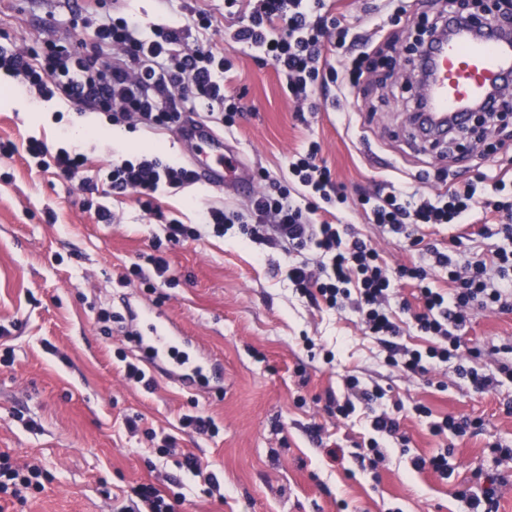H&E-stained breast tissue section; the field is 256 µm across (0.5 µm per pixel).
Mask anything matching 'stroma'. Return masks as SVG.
<instances>
[{
    "label": "stroma",
    "mask_w": 512,
    "mask_h": 512,
    "mask_svg": "<svg viewBox=\"0 0 512 512\" xmlns=\"http://www.w3.org/2000/svg\"><path fill=\"white\" fill-rule=\"evenodd\" d=\"M223 9L224 0H131L139 17L181 22L184 3ZM66 0H0V45L31 42L67 27ZM236 18L222 19L218 38L237 73L235 88L253 112L231 134L253 173L287 179L285 160L303 141H320L331 166L352 231L370 240L390 265L429 268L434 287L447 275L422 250L406 247L369 223L357 202L385 181L408 182L431 195L448 183L479 172L512 171V148L492 134L477 149L453 153L447 144L424 142L410 122L414 90L405 58L378 67L372 84L345 87L341 112H318L307 122L274 66L240 52L231 39ZM110 129L105 115L54 99L30 102L15 83L0 84V140L20 144L37 137L48 146L77 140L89 170L144 150L186 162L176 132L120 125L122 142L77 138L87 121ZM77 182L30 171L22 153L0 157V325L12 333L14 363H0V454L18 465H35L44 477L40 492L24 503L0 501V512H118L133 490L154 484L166 494L185 493L176 512H468L460 489L480 490L481 476L505 479L498 512H512V461H496L486 445L512 446V383L479 394L444 365L430 378H413L387 365L386 349L365 335L359 316L347 309L318 308L289 283L283 251L253 242L239 228L224 236L170 248L174 283L148 293L139 279L120 283L126 267L150 252L159 226L135 195L108 196L114 222L98 221L83 207ZM167 218L197 223L214 206L245 212L248 198L195 183L161 192ZM483 217L467 224H441L425 231L440 249L456 248L466 265L485 256L499 237L482 239ZM148 305L166 314L183 336L197 337L220 364V377L187 390L163 380L152 389L122 378L121 356L139 360L125 337L131 311ZM112 313L109 326L96 320ZM467 347L497 359L491 344L512 339V312H482L459 331ZM359 376L386 392L380 406L401 409L408 448L392 447L377 472L362 471L353 458L373 432L362 415L339 421L324 410L328 396L343 397L345 375ZM437 416L482 422L481 430L448 447L416 403ZM203 413L218 431L190 436L179 419ZM140 416L129 433L128 417ZM322 425L320 439L311 428ZM172 436L177 453L165 458L155 440ZM448 451V475L416 471L414 457ZM191 454L208 478L183 469Z\"/></svg>",
    "instance_id": "obj_1"
}]
</instances>
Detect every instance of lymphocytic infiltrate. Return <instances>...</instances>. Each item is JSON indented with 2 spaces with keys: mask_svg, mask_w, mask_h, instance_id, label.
<instances>
[{
  "mask_svg": "<svg viewBox=\"0 0 512 512\" xmlns=\"http://www.w3.org/2000/svg\"><path fill=\"white\" fill-rule=\"evenodd\" d=\"M224 12L239 19L232 38L241 51L270 61L286 78L288 95L300 115L318 111L313 92L330 93L339 77L359 82L374 55L395 40L394 32L381 24L361 33L357 20L335 12L333 0H224ZM70 24L67 36L44 38L33 46L0 47V71L34 100L61 98L106 113L115 125L170 130L184 113L202 112L212 123L232 128L244 118L247 107L232 89L233 65L213 37L218 20L211 11L190 8L180 26H148L117 2L92 0L71 9ZM84 28L93 29V45L76 39ZM21 150L29 168L79 180L86 194H135L164 235L163 242L154 243L153 253L127 270L144 284L166 279L170 271L163 244L199 239L204 226L221 236L239 224L257 242L272 235L285 243L289 281L328 309L356 311L370 335L387 349V364L400 373L424 375L451 362L458 376L479 393L512 381L511 343L492 345L499 359L487 366L480 362L481 350L464 349L457 333L478 312H512V251L491 250L489 259L476 260L461 271L454 269L447 253L434 251L435 265L448 273L444 289L431 286L423 266L388 267L376 247L348 233L343 212L334 211L341 195L331 169L320 158L318 141H307L288 155L287 183L273 181L255 192L248 214L211 207L197 228L167 219L157 203L161 190L195 183L193 168L143 152L112 162L91 178L84 174L87 158L76 148L52 149L31 137ZM360 205L372 223L413 247L423 241L421 227L464 224L477 214H505L499 232L512 240V180L500 173L449 184L431 197L408 187L394 188L362 197ZM402 280L417 283L419 309L404 300L399 311L410 314L417 329L429 337L422 350L394 342L401 328L395 318L399 311H392L389 299ZM345 385L350 399L332 397L328 403L344 419L359 408L369 415L374 436L355 458L375 469L387 443L403 438L399 417L376 410L385 396L380 387H366L353 375L346 377ZM41 476L39 467L19 466L0 455V495L24 501L29 490L40 489Z\"/></svg>",
  "mask_w": 512,
  "mask_h": 512,
  "instance_id": "f902f5d3",
  "label": "lymphocytic infiltrate"
}]
</instances>
